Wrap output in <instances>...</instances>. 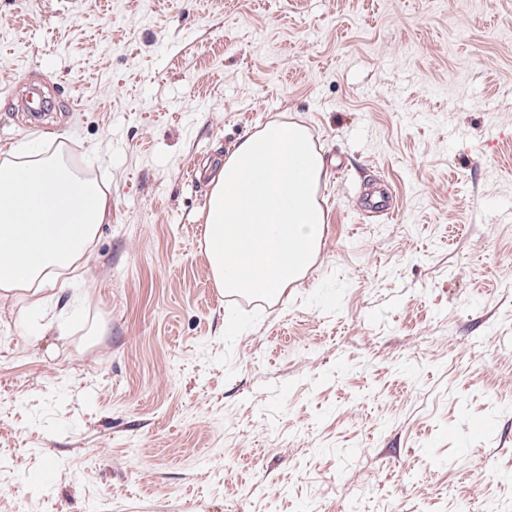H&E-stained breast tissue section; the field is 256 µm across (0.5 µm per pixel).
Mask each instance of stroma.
<instances>
[{"instance_id": "1", "label": "stroma", "mask_w": 512, "mask_h": 512, "mask_svg": "<svg viewBox=\"0 0 512 512\" xmlns=\"http://www.w3.org/2000/svg\"><path fill=\"white\" fill-rule=\"evenodd\" d=\"M277 121L324 238L243 303L207 168ZM61 143L112 209L0 298V512H512V0H0V152Z\"/></svg>"}]
</instances>
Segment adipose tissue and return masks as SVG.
I'll list each match as a JSON object with an SVG mask.
<instances>
[{"label":"adipose tissue","mask_w":512,"mask_h":512,"mask_svg":"<svg viewBox=\"0 0 512 512\" xmlns=\"http://www.w3.org/2000/svg\"><path fill=\"white\" fill-rule=\"evenodd\" d=\"M0 165V296L43 307L71 283L111 208L102 186L61 157L16 148ZM324 170L307 128L274 123L224 159L204 216L213 280L225 293L275 297L315 262L325 216Z\"/></svg>","instance_id":"adipose-tissue-1"}]
</instances>
